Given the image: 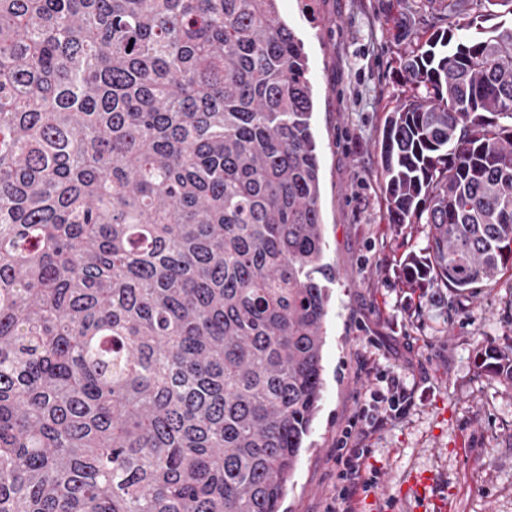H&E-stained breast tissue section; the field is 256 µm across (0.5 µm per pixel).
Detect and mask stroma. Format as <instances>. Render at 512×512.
<instances>
[{"instance_id":"35a3bbf8","label":"stroma","mask_w":512,"mask_h":512,"mask_svg":"<svg viewBox=\"0 0 512 512\" xmlns=\"http://www.w3.org/2000/svg\"><path fill=\"white\" fill-rule=\"evenodd\" d=\"M279 19L304 44L321 177L331 288L325 387L283 512H322L335 478L336 436L366 387L365 366L393 369L413 396L401 418L364 444L378 495L360 512H512V384L482 371L486 350L512 343V267L457 293L406 288L400 263L427 244L422 224L389 223L380 145L385 110L407 94L401 57L432 23L404 30L405 0H277Z\"/></svg>"}]
</instances>
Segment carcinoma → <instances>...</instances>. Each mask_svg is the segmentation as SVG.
<instances>
[{
  "label": "carcinoma",
  "instance_id": "1",
  "mask_svg": "<svg viewBox=\"0 0 512 512\" xmlns=\"http://www.w3.org/2000/svg\"><path fill=\"white\" fill-rule=\"evenodd\" d=\"M276 2L0 0V512H282L336 270ZM422 4L383 192L464 293L512 264V21L459 31L512 0Z\"/></svg>",
  "mask_w": 512,
  "mask_h": 512
}]
</instances>
